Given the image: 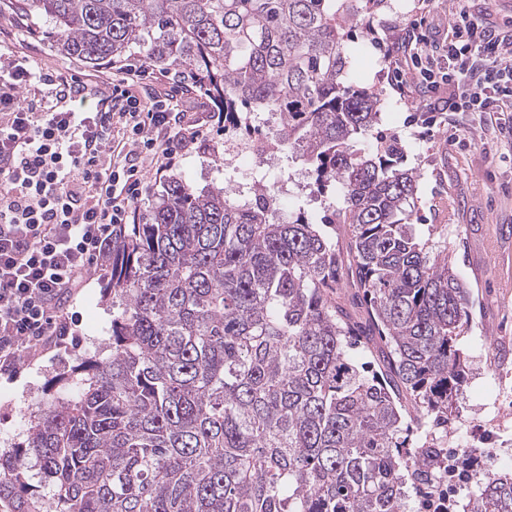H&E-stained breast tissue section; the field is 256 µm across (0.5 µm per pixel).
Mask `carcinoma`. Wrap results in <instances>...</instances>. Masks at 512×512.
I'll return each mask as SVG.
<instances>
[{
  "label": "carcinoma",
  "mask_w": 512,
  "mask_h": 512,
  "mask_svg": "<svg viewBox=\"0 0 512 512\" xmlns=\"http://www.w3.org/2000/svg\"><path fill=\"white\" fill-rule=\"evenodd\" d=\"M386 0H15L45 17L56 50L95 65L139 48L184 67L221 102L279 115L278 150L299 149L346 249L271 191L167 181L140 223L112 233V354L44 402L25 445L0 457V512H44L21 494L30 459L55 512H410L433 496L440 449L412 438L410 411L448 422L466 383L458 337L469 292L440 242L407 222L417 176L391 141L353 138L377 94L347 83L345 25ZM368 297L336 296L342 252ZM376 348L384 372L350 356ZM457 512H512V473L474 472Z\"/></svg>",
  "instance_id": "cac0c4a2"
}]
</instances>
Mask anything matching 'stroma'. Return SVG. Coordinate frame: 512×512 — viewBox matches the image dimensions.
<instances>
[{
    "mask_svg": "<svg viewBox=\"0 0 512 512\" xmlns=\"http://www.w3.org/2000/svg\"><path fill=\"white\" fill-rule=\"evenodd\" d=\"M460 5L486 26L512 30V0H431L426 11L418 0H390L389 10L377 13L371 23L351 25L347 82L381 100L379 124L354 145L372 151L379 137H395L402 168L417 171L413 230L445 241L450 265L471 292L469 323L458 339L466 385L448 425L456 429L459 445H467L471 431L481 428L487 434L484 451L512 454V377L504 380L488 369L492 356L512 362V112L502 113L497 130L481 128L478 115L468 112H448L425 122L420 98L392 85L383 60V46L394 29L420 18L426 35L446 31ZM52 30L44 18L31 22L0 16V43L18 55L35 56L44 68L68 77L97 74V67L57 53ZM244 166L253 174L266 173L292 194L287 213L294 217L321 218L328 202L339 197L332 188L318 194L314 173L292 152L278 153L270 165L250 156ZM173 173L199 188L225 186L230 170L223 135L212 132ZM73 310L77 334L67 347L39 357L16 379L0 377V453L25 442L33 412L56 393L57 379L84 360L110 356L112 297L105 282L91 279L75 296Z\"/></svg>",
    "mask_w": 512,
    "mask_h": 512,
    "instance_id": "1",
    "label": "stroma"
}]
</instances>
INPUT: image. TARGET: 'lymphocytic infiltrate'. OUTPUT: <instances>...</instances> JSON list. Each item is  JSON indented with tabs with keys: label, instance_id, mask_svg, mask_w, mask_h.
<instances>
[{
	"label": "lymphocytic infiltrate",
	"instance_id": "obj_1",
	"mask_svg": "<svg viewBox=\"0 0 512 512\" xmlns=\"http://www.w3.org/2000/svg\"><path fill=\"white\" fill-rule=\"evenodd\" d=\"M419 24L388 45L410 50L419 96L447 93L451 112L512 110V32H500L458 7L442 53L426 48ZM148 71L117 67L99 81L66 78L0 47V374L15 375L30 347H63L76 333L70 303L101 259L116 225L136 223L144 175L172 170L223 127L224 115L186 121L178 82L164 99L133 94Z\"/></svg>",
	"mask_w": 512,
	"mask_h": 512
}]
</instances>
